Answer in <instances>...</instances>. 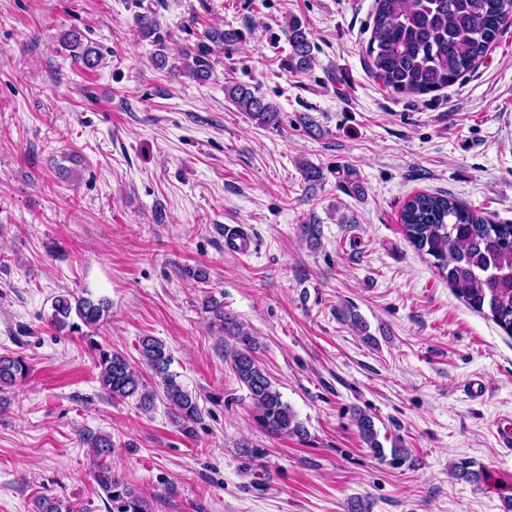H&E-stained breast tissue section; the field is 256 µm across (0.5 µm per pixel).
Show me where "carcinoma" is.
<instances>
[{"label": "carcinoma", "mask_w": 512, "mask_h": 512, "mask_svg": "<svg viewBox=\"0 0 512 512\" xmlns=\"http://www.w3.org/2000/svg\"><path fill=\"white\" fill-rule=\"evenodd\" d=\"M512 26V0H377L373 28L367 46L368 66L383 83L396 92L427 94L464 78L487 54L501 32ZM143 37L156 36L158 24L149 15L136 20ZM290 54L285 66L308 70L314 63L311 33L303 23L291 18L286 30ZM212 43L228 47L237 34L217 28L204 32ZM62 41L75 61L93 69L101 59L100 51L83 45L82 34L72 30ZM189 77L202 81L209 76L211 64L206 45L198 44V54L184 62ZM227 97L240 112L259 126L279 122L277 106L242 84L229 85ZM406 240L432 261L439 276L448 282L475 312L491 318L512 336V224H498L466 204L443 194L416 193L408 198L400 213ZM110 304L104 299L55 298L51 322L55 328L77 332L81 326L95 327L107 318ZM212 324L219 325L224 338V357L237 380L246 387L261 425L282 436L303 437L305 427L294 411L281 399L266 370L255 356L257 340L234 316L224 311V303L214 297L205 300ZM77 321H72V318ZM342 320L361 333L364 340L375 341L367 324L353 308L342 313ZM100 369L102 389L112 399L134 398L143 410L154 407L156 390L148 387L142 375L118 352L88 338ZM143 362L160 379V386L174 422L181 432L192 437L202 422L197 397L183 389L177 375L170 372L172 357L166 344L153 336L139 341ZM29 368L20 355H0V388L26 379ZM361 439L377 458H386L378 439L373 418L360 411L352 415ZM83 439L94 448L98 461L92 477L104 494L106 512H149L148 502L100 458L112 453V437L88 432ZM34 512H84L77 505L56 497L37 499Z\"/></svg>", "instance_id": "obj_1"}]
</instances>
